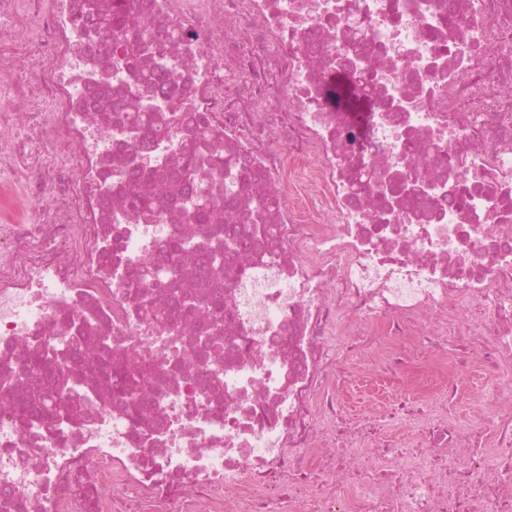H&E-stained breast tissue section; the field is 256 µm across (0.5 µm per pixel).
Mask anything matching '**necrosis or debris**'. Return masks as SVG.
I'll list each match as a JSON object with an SVG mask.
<instances>
[{"label": "necrosis or debris", "mask_w": 512, "mask_h": 512, "mask_svg": "<svg viewBox=\"0 0 512 512\" xmlns=\"http://www.w3.org/2000/svg\"><path fill=\"white\" fill-rule=\"evenodd\" d=\"M125 3L169 41L142 47L136 91L84 0H0V512H512V0H98ZM360 69L369 112L336 108L332 77ZM133 112L169 138L105 120ZM198 116L216 142L185 137ZM214 144L257 179L183 183V152ZM141 159L170 186L148 215L106 188ZM368 168L435 186L384 224ZM205 191L237 198L236 218L188 223ZM261 195L269 231L223 284L206 244L250 236ZM174 235L198 249L132 306V270L164 265ZM215 293L233 322L166 314ZM435 318L470 344L431 368L430 395L390 394L402 361L378 352L417 347ZM108 355L154 366L144 423L86 381L76 426H17L12 399ZM357 355L373 406L349 420L336 379ZM475 359L493 384L464 426L448 406Z\"/></svg>", "instance_id": "4bbe7bcc"}]
</instances>
